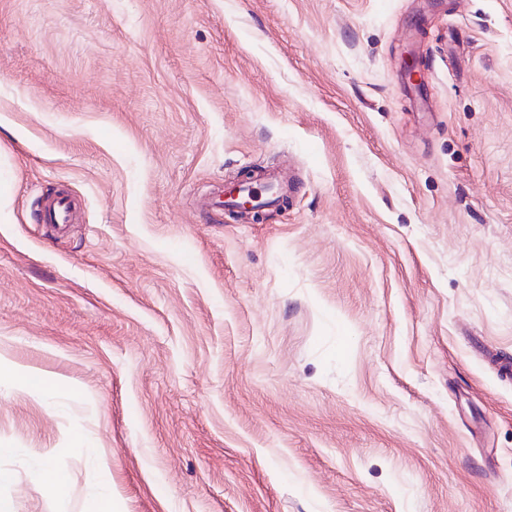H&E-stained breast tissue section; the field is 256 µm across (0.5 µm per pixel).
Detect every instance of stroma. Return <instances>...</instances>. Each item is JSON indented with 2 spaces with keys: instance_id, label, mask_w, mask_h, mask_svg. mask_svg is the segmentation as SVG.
<instances>
[{
  "instance_id": "obj_1",
  "label": "stroma",
  "mask_w": 512,
  "mask_h": 512,
  "mask_svg": "<svg viewBox=\"0 0 512 512\" xmlns=\"http://www.w3.org/2000/svg\"><path fill=\"white\" fill-rule=\"evenodd\" d=\"M0 360L8 512H512V0H0ZM241 189L238 187V183H232L224 187V198H232V209H236V211L240 214H251L252 218L261 217L263 214L257 210V207L254 206L251 197L241 195ZM76 212V203L68 195L56 194L51 198L43 213L46 224H71ZM15 388L40 393L45 397H52L61 391L63 386L56 382L47 381L36 372L15 368L0 361L1 391L9 392ZM35 474L38 480L54 493L64 492L67 476L63 471L50 465L39 464L36 466Z\"/></svg>"
}]
</instances>
